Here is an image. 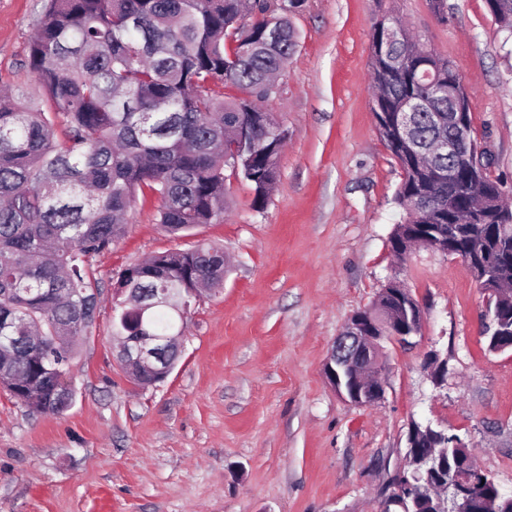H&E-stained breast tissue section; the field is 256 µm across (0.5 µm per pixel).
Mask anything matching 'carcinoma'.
<instances>
[{
	"instance_id": "carcinoma-1",
	"label": "carcinoma",
	"mask_w": 512,
	"mask_h": 512,
	"mask_svg": "<svg viewBox=\"0 0 512 512\" xmlns=\"http://www.w3.org/2000/svg\"><path fill=\"white\" fill-rule=\"evenodd\" d=\"M282 2L46 0L23 66L49 110L0 86V315H9L14 336L30 329L51 336L57 324L70 330L66 341H47L42 361L19 350L4 384L9 394L29 399L56 362L72 379L75 340L93 327L100 303L88 260L125 235L138 193L158 195V223L174 238L223 218L227 168L252 184L253 205L264 207L283 146L280 122L265 106L268 84L296 50L288 14L301 6ZM496 23L512 38V0ZM371 52L372 102L383 113L415 111L413 153L395 146L388 118L378 128L403 173L395 200L405 215L392 237L404 235L406 224L444 237L450 217L463 211L435 180L448 170L436 144L453 129L448 94L433 83L448 84L451 62L431 52L409 60L383 30L372 32ZM469 242L471 273L482 285L486 238L476 228ZM222 255L204 244L158 253L124 270L115 287L153 301L179 296L199 279L220 288ZM502 307L488 293L491 352L500 350V334L512 332ZM177 325L161 304L145 313L141 332L167 336Z\"/></svg>"
}]
</instances>
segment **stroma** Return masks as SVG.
<instances>
[{
	"label": "stroma",
	"mask_w": 512,
	"mask_h": 512,
	"mask_svg": "<svg viewBox=\"0 0 512 512\" xmlns=\"http://www.w3.org/2000/svg\"><path fill=\"white\" fill-rule=\"evenodd\" d=\"M44 0H0V84L46 98L23 62ZM399 16L458 69L473 137L512 194V39L486 0H303L294 54L267 108L288 130L263 208L226 174L219 224L171 238L138 195L122 239L91 260L95 324L74 356L72 405L34 414L0 391V512H380L412 424L458 435L512 494V349L484 348L487 304L468 266L426 248L396 261L402 171L372 112L371 31ZM223 248V288L187 318L167 380L132 383L114 356L112 289L156 253ZM410 290L420 332L382 343L385 394L344 400L324 367L350 317L388 279ZM448 360L436 385L430 352Z\"/></svg>",
	"instance_id": "obj_1"
}]
</instances>
